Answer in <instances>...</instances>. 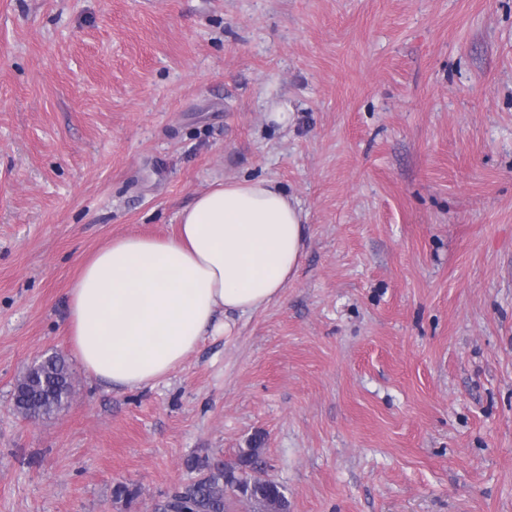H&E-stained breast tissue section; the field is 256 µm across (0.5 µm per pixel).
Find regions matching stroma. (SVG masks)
<instances>
[{"label":"stroma","instance_id":"obj_1","mask_svg":"<svg viewBox=\"0 0 512 512\" xmlns=\"http://www.w3.org/2000/svg\"><path fill=\"white\" fill-rule=\"evenodd\" d=\"M239 178L307 215L282 299L91 377L83 261ZM47 352L72 394L32 422ZM243 448L289 512H512V0H0V512H153ZM71 389L70 364L59 354L47 356L16 385L15 409L25 417L40 419L62 406Z\"/></svg>","mask_w":512,"mask_h":512}]
</instances>
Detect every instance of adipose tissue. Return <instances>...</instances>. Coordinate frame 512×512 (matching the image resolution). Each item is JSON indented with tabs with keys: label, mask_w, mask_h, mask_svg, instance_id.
I'll return each instance as SVG.
<instances>
[{
	"label": "adipose tissue",
	"mask_w": 512,
	"mask_h": 512,
	"mask_svg": "<svg viewBox=\"0 0 512 512\" xmlns=\"http://www.w3.org/2000/svg\"><path fill=\"white\" fill-rule=\"evenodd\" d=\"M177 236L117 237L69 290L66 331L81 366L116 388L168 376L227 316L279 300L296 276L306 215L274 181L218 183L178 214Z\"/></svg>",
	"instance_id": "ef3b65f1"
}]
</instances>
